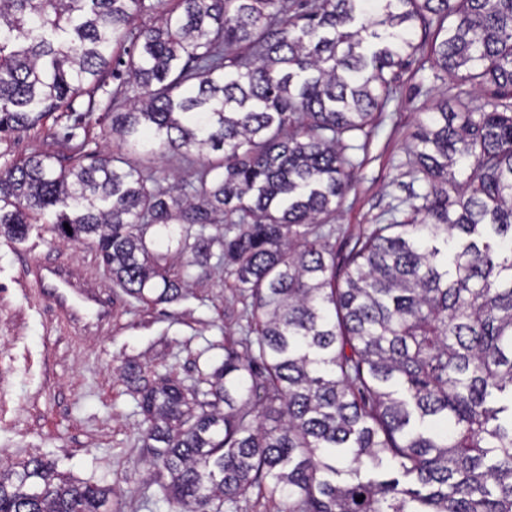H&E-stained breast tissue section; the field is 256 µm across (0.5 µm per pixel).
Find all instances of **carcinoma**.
I'll return each mask as SVG.
<instances>
[{"mask_svg": "<svg viewBox=\"0 0 512 512\" xmlns=\"http://www.w3.org/2000/svg\"><path fill=\"white\" fill-rule=\"evenodd\" d=\"M434 23L436 66L485 102L417 123L418 188L338 267L343 137L370 135ZM114 57L140 89L107 113L120 151L1 169L0 234L50 224L147 303L181 297L216 248L250 298L243 350L194 383L128 369L174 512L253 489L282 512H512V0H0V135L102 88ZM127 153L195 154L197 183ZM111 497L41 458L0 465V512Z\"/></svg>", "mask_w": 512, "mask_h": 512, "instance_id": "obj_1", "label": "carcinoma"}]
</instances>
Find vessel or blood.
<instances>
[{
	"instance_id": "1",
	"label": "vessel or blood",
	"mask_w": 512,
	"mask_h": 512,
	"mask_svg": "<svg viewBox=\"0 0 512 512\" xmlns=\"http://www.w3.org/2000/svg\"><path fill=\"white\" fill-rule=\"evenodd\" d=\"M32 279L41 290L53 296L62 317L68 322L78 324L91 315L95 317L97 326L110 324L111 306L95 286H77L67 263L34 264Z\"/></svg>"
}]
</instances>
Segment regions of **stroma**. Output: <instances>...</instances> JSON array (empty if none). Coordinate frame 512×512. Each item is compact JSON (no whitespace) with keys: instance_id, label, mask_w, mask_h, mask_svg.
Masks as SVG:
<instances>
[{"instance_id":"obj_1","label":"stroma","mask_w":512,"mask_h":512,"mask_svg":"<svg viewBox=\"0 0 512 512\" xmlns=\"http://www.w3.org/2000/svg\"><path fill=\"white\" fill-rule=\"evenodd\" d=\"M419 49L395 82L396 92L374 121L360 166L332 221L329 247L344 257L358 238L382 223L410 181L407 145L417 122L455 101L462 85L434 66L432 36L416 33ZM87 97L46 115L34 129L0 141V168L38 154L67 160L77 147L112 148L109 119L85 123ZM66 260L76 279L109 281L95 249L55 239L50 225H31L20 240L0 236V461L40 457L58 471L112 485L115 512H171L157 501L155 470L145 461L133 388L122 366H141L147 380L197 378L224 355V340L241 341L247 303L218 263L182 298L146 304L111 283V333L92 334L60 322L53 304L28 287L37 262Z\"/></svg>"}]
</instances>
